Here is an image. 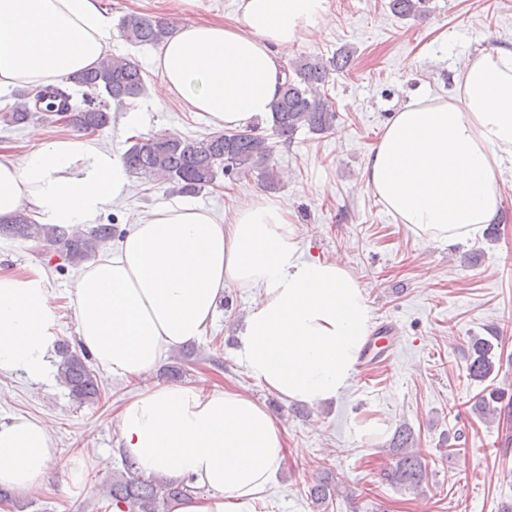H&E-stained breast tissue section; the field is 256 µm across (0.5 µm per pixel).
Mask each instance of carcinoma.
<instances>
[{
	"label": "carcinoma",
	"instance_id": "carcinoma-1",
	"mask_svg": "<svg viewBox=\"0 0 512 512\" xmlns=\"http://www.w3.org/2000/svg\"><path fill=\"white\" fill-rule=\"evenodd\" d=\"M424 0H391L390 8L399 18L415 17L422 12ZM121 37L135 45H159L172 29L169 23L152 16L130 13L119 23ZM352 51L341 50L328 61L301 56L283 66L284 82L266 119L268 132L249 126L234 132H213L203 138L177 137L156 133L135 139L122 155L131 174L158 176L194 195L214 186L221 178L257 174L268 189L280 179L270 160L276 149L292 141L301 129L325 133L336 122V109L328 97L329 73L348 67ZM83 87L88 93L79 104L72 103L69 85ZM147 81L140 65L131 58L107 55L92 69L65 78L62 83L39 90L34 96L21 95V102L0 113V121L10 127L27 123L37 115L54 122L66 120L79 132L97 131L112 123L111 106L123 105L144 96ZM117 234L113 224H96L86 230L58 224H39L20 211L0 222V237L31 241L51 248L72 265L96 256L99 249ZM61 361L58 373L69 394L80 402L92 401L100 394L97 374L88 365V356L71 350L65 342L57 348ZM467 366L469 376L482 383L495 380L494 345L479 338L472 342ZM505 391L492 388L474 404L480 419L498 414ZM123 472L112 479L109 495L119 512H164L170 500L192 491L188 483L167 482L153 476L144 478L130 458H121ZM387 479L405 490L417 491L424 480V467L411 432L401 429L393 441V461ZM337 493L330 477L313 486L309 495L317 508H328Z\"/></svg>",
	"mask_w": 512,
	"mask_h": 512
}]
</instances>
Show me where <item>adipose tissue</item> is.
<instances>
[{"instance_id":"ef3b65f1","label":"adipose tissue","mask_w":512,"mask_h":512,"mask_svg":"<svg viewBox=\"0 0 512 512\" xmlns=\"http://www.w3.org/2000/svg\"><path fill=\"white\" fill-rule=\"evenodd\" d=\"M237 11L232 23L184 24L162 44L157 101L177 99L218 129L266 116L284 80L280 50L325 28L328 0H238ZM111 35L98 0H0V92L95 66ZM507 161L512 48L474 56L455 96L402 105L361 179L414 236L452 246L495 219ZM128 179L92 138L41 139L23 159L0 153V217L24 209L41 224H93ZM231 285L258 292L236 350L252 379L308 404L349 387L372 318L366 292L341 262L305 257L301 227L278 199L253 195L224 220L189 200L158 203L70 291L80 351L142 382L113 418L123 453L144 474L206 490L169 512H248L286 458L281 428L248 393L146 381L167 352L206 333ZM58 323L43 267L0 270V373L42 378ZM58 460L45 420L0 422V486L35 491Z\"/></svg>"}]
</instances>
